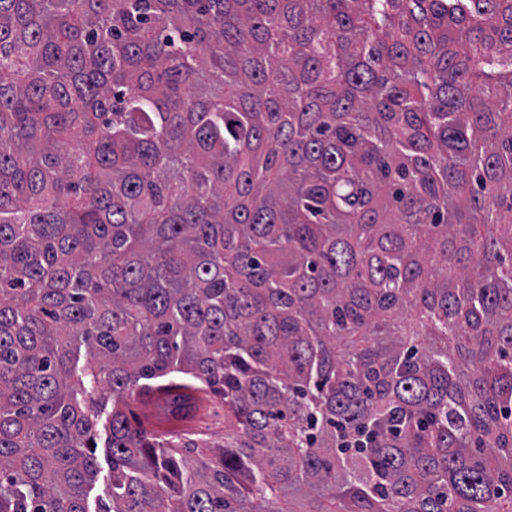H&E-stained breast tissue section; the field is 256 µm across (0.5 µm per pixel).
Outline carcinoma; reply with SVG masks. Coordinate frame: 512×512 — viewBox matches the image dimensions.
<instances>
[{
  "label": "carcinoma",
  "instance_id": "cac0c4a2",
  "mask_svg": "<svg viewBox=\"0 0 512 512\" xmlns=\"http://www.w3.org/2000/svg\"><path fill=\"white\" fill-rule=\"evenodd\" d=\"M0 512H512V0H0ZM128 411L133 423H141L144 430L159 437L169 438L188 434L191 438L208 442L224 440V402L217 396L202 394L201 401L194 404L189 426L181 430L161 431L151 427L146 421V413L136 394L128 399Z\"/></svg>",
  "mask_w": 512,
  "mask_h": 512
}]
</instances>
